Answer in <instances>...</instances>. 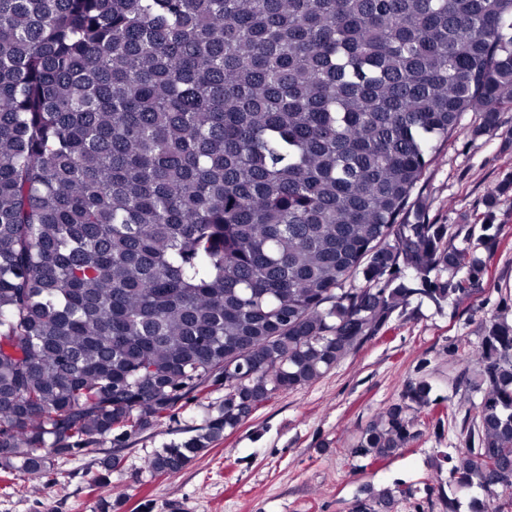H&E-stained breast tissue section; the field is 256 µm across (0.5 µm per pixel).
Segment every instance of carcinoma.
Wrapping results in <instances>:
<instances>
[{"instance_id":"obj_1","label":"carcinoma","mask_w":512,"mask_h":512,"mask_svg":"<svg viewBox=\"0 0 512 512\" xmlns=\"http://www.w3.org/2000/svg\"><path fill=\"white\" fill-rule=\"evenodd\" d=\"M505 108L512 0H0V472L37 479L219 381L202 433L147 463L177 475L408 295L465 292L428 281L476 265L452 225L403 216L465 113L486 131ZM401 266L423 287L380 286ZM474 358L449 475L501 512L512 323L490 321ZM429 393L408 386L354 454L416 440L406 411Z\"/></svg>"}]
</instances>
